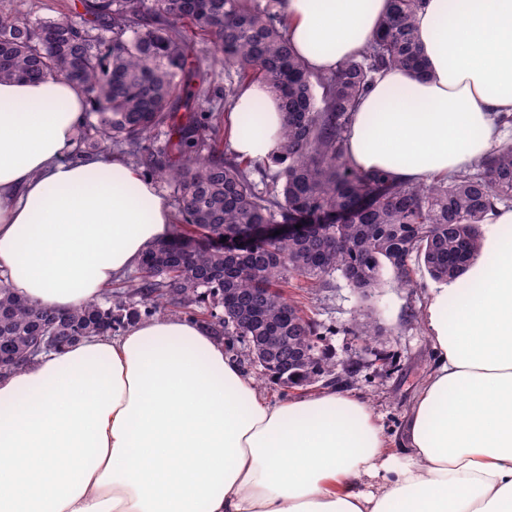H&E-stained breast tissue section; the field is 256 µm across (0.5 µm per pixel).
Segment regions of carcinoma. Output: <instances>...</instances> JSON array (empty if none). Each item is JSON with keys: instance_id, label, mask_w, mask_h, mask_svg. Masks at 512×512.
Returning <instances> with one entry per match:
<instances>
[{"instance_id": "1", "label": "carcinoma", "mask_w": 512, "mask_h": 512, "mask_svg": "<svg viewBox=\"0 0 512 512\" xmlns=\"http://www.w3.org/2000/svg\"><path fill=\"white\" fill-rule=\"evenodd\" d=\"M276 2L254 0L244 10L239 0H84V13L43 22L0 9V80L65 78L84 88L90 108L80 143L173 182L179 218L169 238L147 248L124 290L102 302L58 311L0 282L4 368L172 306L218 336L250 337L263 375L284 388L322 378L333 386L336 364L315 323L285 296L288 279L322 282L339 272L368 297L386 269L413 286L419 260L437 280L463 274L479 250V225L512 200V145L473 173L416 184L358 170L343 153L351 114L375 75L424 72L415 35L423 0H389L362 55L328 76L296 56ZM198 38L237 77L210 85L208 101L230 103L252 79L279 96L281 144L267 160L278 171L264 193L249 177L259 162L224 157L219 108L197 107L183 80ZM278 223L296 229L265 233Z\"/></svg>"}]
</instances>
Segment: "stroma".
Here are the masks:
<instances>
[{
	"label": "stroma",
	"mask_w": 512,
	"mask_h": 512,
	"mask_svg": "<svg viewBox=\"0 0 512 512\" xmlns=\"http://www.w3.org/2000/svg\"><path fill=\"white\" fill-rule=\"evenodd\" d=\"M413 280V287L403 288L391 272H384L381 287L368 298L338 274L321 284L294 277L284 288L316 322L327 357L337 369H350L347 390L366 400L393 432L399 430L432 365L422 310L435 281L421 264L414 265ZM361 313L376 327L375 335L365 340L348 331Z\"/></svg>",
	"instance_id": "1"
}]
</instances>
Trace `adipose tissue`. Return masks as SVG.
Listing matches in <instances>:
<instances>
[{
  "mask_svg": "<svg viewBox=\"0 0 512 512\" xmlns=\"http://www.w3.org/2000/svg\"><path fill=\"white\" fill-rule=\"evenodd\" d=\"M278 9L324 74L362 53L388 0ZM416 35L425 74H377L344 141L403 183L481 161L512 114V0H425ZM87 108L66 79L0 81V279L61 311L100 300L173 222L140 168L77 152ZM283 124L250 82L226 139L264 161ZM490 222L464 275L429 292L434 363L396 436L333 387L269 401L222 338L155 315L0 375V512H512V208Z\"/></svg>",
  "mask_w": 512,
  "mask_h": 512,
  "instance_id": "obj_1",
  "label": "adipose tissue"
}]
</instances>
